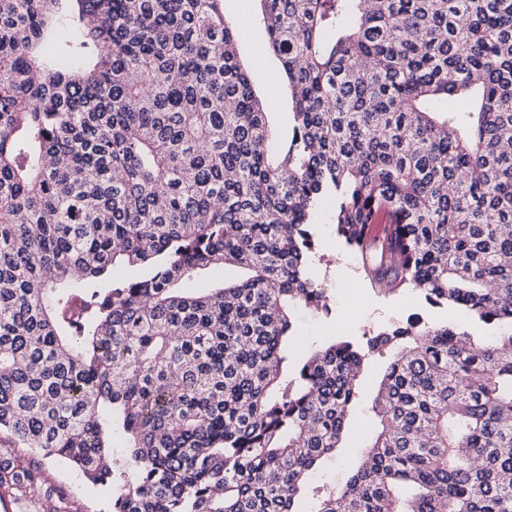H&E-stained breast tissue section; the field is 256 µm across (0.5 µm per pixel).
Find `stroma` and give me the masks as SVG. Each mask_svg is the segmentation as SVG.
<instances>
[{"label": "stroma", "instance_id": "1", "mask_svg": "<svg viewBox=\"0 0 512 512\" xmlns=\"http://www.w3.org/2000/svg\"><path fill=\"white\" fill-rule=\"evenodd\" d=\"M224 12L227 19L238 24L239 53L243 64L249 67L254 89L276 105L270 124L275 136H282L292 124L291 99L287 83L274 79L280 71V63L268 51V35L258 21L260 6L257 0H224ZM259 54L264 57V63L260 66L254 63ZM314 222L318 233L317 276L333 279L346 271L350 273L355 287L351 290L331 288V315L299 310L298 336L301 344L320 342L339 334L358 339L412 313L422 314L434 323L446 322L459 330L475 332L476 326L469 314L460 308H431L419 295L410 292L385 294L371 288L364 280L355 256L336 236L330 206L319 207ZM379 371V364L369 365L365 375L367 384L349 416L352 433L347 447L323 463L314 476L316 483L341 484L350 468L352 456L362 450L372 437L376 419L371 410L373 390L370 383ZM43 468L49 482L64 492L71 512H105L111 497L108 488L87 481L76 470L51 459L44 460Z\"/></svg>", "mask_w": 512, "mask_h": 512}]
</instances>
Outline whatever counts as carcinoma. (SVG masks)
Returning <instances> with one entry per match:
<instances>
[{
  "label": "carcinoma",
  "mask_w": 512,
  "mask_h": 512,
  "mask_svg": "<svg viewBox=\"0 0 512 512\" xmlns=\"http://www.w3.org/2000/svg\"><path fill=\"white\" fill-rule=\"evenodd\" d=\"M260 2L279 147L224 0H0V447L108 512H512V0ZM325 202L371 287L497 334L414 313L290 361ZM372 357L366 461L312 487ZM2 490L67 512L24 455ZM43 468L49 482L64 492L71 512L107 510L112 494L108 488L87 481L79 472L56 460H44Z\"/></svg>",
  "instance_id": "1"
}]
</instances>
